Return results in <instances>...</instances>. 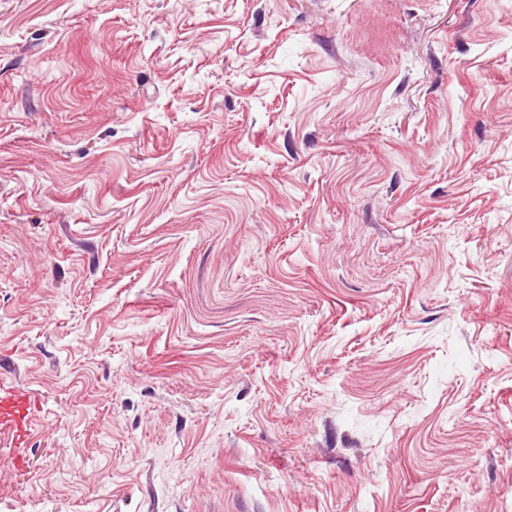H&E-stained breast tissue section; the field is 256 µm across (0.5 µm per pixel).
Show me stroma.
Instances as JSON below:
<instances>
[{
  "instance_id": "35a3bbf8",
  "label": "stroma",
  "mask_w": 512,
  "mask_h": 512,
  "mask_svg": "<svg viewBox=\"0 0 512 512\" xmlns=\"http://www.w3.org/2000/svg\"><path fill=\"white\" fill-rule=\"evenodd\" d=\"M0 512H512V0H0ZM30 399L13 382H0V429L14 433L20 444L27 437L25 418L29 413Z\"/></svg>"
}]
</instances>
